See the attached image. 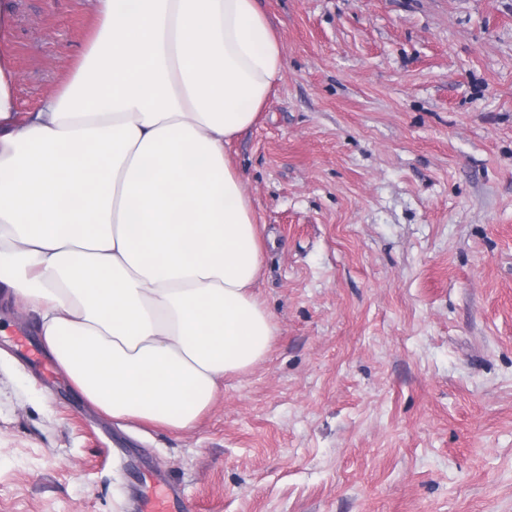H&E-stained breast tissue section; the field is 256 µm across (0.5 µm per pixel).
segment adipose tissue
<instances>
[{"label":"adipose tissue","instance_id":"obj_1","mask_svg":"<svg viewBox=\"0 0 512 512\" xmlns=\"http://www.w3.org/2000/svg\"><path fill=\"white\" fill-rule=\"evenodd\" d=\"M55 93L19 111L0 0V294L74 389L186 431L264 360V241L227 148L284 71L258 0H97Z\"/></svg>","mask_w":512,"mask_h":512}]
</instances>
